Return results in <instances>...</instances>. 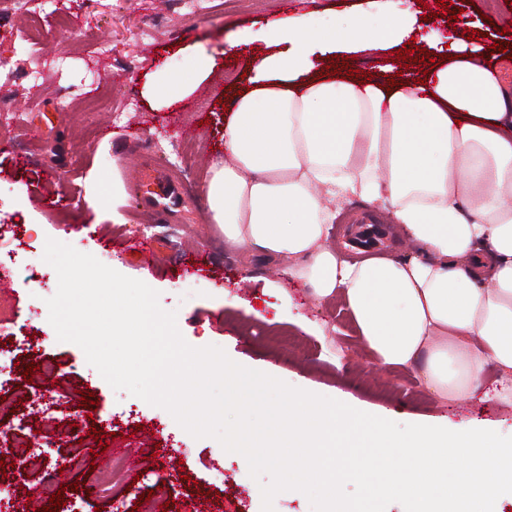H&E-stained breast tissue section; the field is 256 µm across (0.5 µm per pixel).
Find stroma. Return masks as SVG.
Wrapping results in <instances>:
<instances>
[{"label": "stroma", "mask_w": 512, "mask_h": 512, "mask_svg": "<svg viewBox=\"0 0 512 512\" xmlns=\"http://www.w3.org/2000/svg\"><path fill=\"white\" fill-rule=\"evenodd\" d=\"M418 0L413 9L422 30L453 35L469 27L483 33L487 57L512 85V57L497 43L512 42V0ZM387 0H202L187 13L183 0H0V224L15 225L16 263L0 288V346L16 351L5 369L9 389L0 400V423L20 421L25 435H70L78 447L51 449L50 463H13L4 455L0 485L13 494L15 512L43 510L49 501L34 490L47 472L67 470L66 512H145L143 494L157 491L167 512H262L260 486L247 464L212 438L197 439L163 408L113 390L87 363L80 347L58 341L46 312L57 278L30 277L44 268L47 239L95 256L119 273L159 293L161 307L176 312L177 326L196 348L215 345L234 362L279 377L289 385L344 402L385 411L396 420L421 419L464 425L472 421L512 429V408L477 394L442 401L418 381L415 370L385 371L359 346L340 304L314 300L290 283L280 265L260 256L241 258L208 221L201 183L224 152V88L246 87L252 60L277 53L259 34L283 17H331L377 11ZM42 32L40 50L30 37ZM212 54L214 73L183 100L163 107L139 93L145 82L183 69L191 50ZM108 138H101L103 127ZM108 150H101V143ZM148 161L185 188L184 204L146 219L125 213L124 223L100 224L85 200L91 167L124 171L127 162ZM151 242V264L140 261L138 241ZM52 362L58 382L27 365ZM66 393L55 418H23L24 406L51 389ZM93 393L96 407L82 401ZM104 440L91 437L92 429ZM132 448L130 491L107 499L82 470L90 449Z\"/></svg>", "instance_id": "stroma-1"}]
</instances>
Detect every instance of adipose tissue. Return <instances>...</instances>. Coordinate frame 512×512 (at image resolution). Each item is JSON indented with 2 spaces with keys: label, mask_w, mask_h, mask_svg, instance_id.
<instances>
[{
  "label": "adipose tissue",
  "mask_w": 512,
  "mask_h": 512,
  "mask_svg": "<svg viewBox=\"0 0 512 512\" xmlns=\"http://www.w3.org/2000/svg\"><path fill=\"white\" fill-rule=\"evenodd\" d=\"M412 13L354 14L338 23L285 16L257 58L251 86L224 121L230 162L213 166L203 198L226 242L284 264L318 301L341 300L383 369L414 368L445 401L468 399L495 370L492 397L512 406V87L480 45L431 32L439 58L404 79L352 74L355 53L414 36ZM330 53L341 81L319 78ZM198 56L143 96L169 106L211 72ZM120 176L92 173L99 220L124 223ZM387 204L425 251L348 262L326 240L336 204Z\"/></svg>",
  "instance_id": "1"
}]
</instances>
